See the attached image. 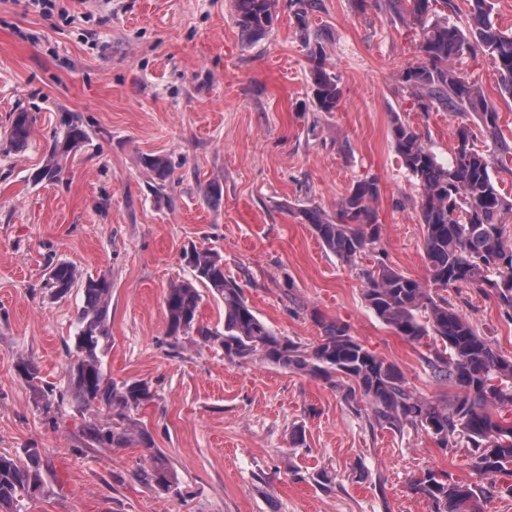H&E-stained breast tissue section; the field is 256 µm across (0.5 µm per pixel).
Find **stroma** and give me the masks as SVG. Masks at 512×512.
Instances as JSON below:
<instances>
[{
    "instance_id": "stroma-1",
    "label": "stroma",
    "mask_w": 512,
    "mask_h": 512,
    "mask_svg": "<svg viewBox=\"0 0 512 512\" xmlns=\"http://www.w3.org/2000/svg\"><path fill=\"white\" fill-rule=\"evenodd\" d=\"M310 25L340 81L333 112L314 106L290 0H278L257 42L241 39L234 0H0V453L38 449L43 476L20 512H431L411 488L429 470L495 485L483 512H512L511 476L477 478L464 449L370 424L343 383L231 363L219 346L167 334V288L191 277L183 251L208 247L279 335L312 344L319 320L344 323L416 394H455L424 365L426 344L404 341L366 307L359 267L323 248L302 211L334 217L353 182L376 176L381 236L360 267L383 262L426 280L421 189L400 165L391 121L401 116L445 161L457 125L475 119L415 107L401 74L421 56L385 0H319ZM462 69L498 106L512 143V99L500 96L492 59L480 53ZM18 112L34 120L21 149L9 141ZM71 116L86 140L62 180L34 182ZM155 154L172 162L167 180L143 163ZM213 181L216 203L205 196ZM60 263L111 277L104 370L151 382L157 397L137 420L178 492L136 478L151 449L92 444L75 403L46 407L47 390L67 389L84 304L79 289L57 299L45 288ZM448 300L512 356V322L494 298L463 287ZM22 361L38 366L42 391L19 375ZM299 427L305 441L294 447Z\"/></svg>"
}]
</instances>
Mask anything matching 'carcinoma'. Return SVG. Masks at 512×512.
Wrapping results in <instances>:
<instances>
[{"label":"carcinoma","mask_w":512,"mask_h":512,"mask_svg":"<svg viewBox=\"0 0 512 512\" xmlns=\"http://www.w3.org/2000/svg\"><path fill=\"white\" fill-rule=\"evenodd\" d=\"M394 17L414 25L422 64L403 70V83L413 91L422 112L444 109L475 116L480 130L497 144L489 153L476 144L477 136L464 123L454 131L451 159L443 163L410 125L395 117L392 136L401 166L421 187L420 223L425 226L423 252L428 283L380 264L360 270L367 307L394 333L410 343L433 337L424 357L432 377L458 389L449 401L423 398L409 389L402 372L391 362L350 335L337 321L317 323L322 332L316 344L305 347L279 336L248 304L236 280L224 274L222 256L209 248L191 249L192 279L172 284L165 297L168 336L179 340L197 336L199 342L219 345L230 362L259 359L312 377H346L344 398L369 405L373 421L386 429L410 426L430 436L441 448L468 449L469 467L479 476H512V419L502 411L512 408V357L500 354L490 338L482 336L453 304L448 290L467 286L491 294L506 320L512 321V198L501 192L495 172L512 163V146L500 129V113L476 82L462 75L460 65L477 52L491 57L500 75L499 93L512 98V31L492 18V0H468L467 24L448 20L456 13L454 0H386ZM236 25L246 41H258L274 23L275 0H234ZM294 29L310 48L309 78L319 112L336 111L341 89L327 71L321 35L311 29L309 13L315 0H291ZM33 120L17 112L10 137L17 147L32 135ZM86 138L79 122H68L62 140L55 142L49 161L37 171L35 182L62 179V159ZM145 167L163 181L170 172L164 155H150ZM380 194L379 180L365 176L355 181L338 204L336 220L316 209L304 211L321 245L342 262L354 264L381 234L372 203ZM202 285L224 301V331L200 323ZM45 286L63 298L80 287L84 305L77 313L74 350L66 366L73 402L88 414L84 432L89 440L114 448H153L150 433L138 425L133 412L155 400L156 391L145 380L121 383L106 379L103 358L109 344V305L112 280L82 277L65 263L48 273ZM111 418L102 420V410ZM139 481L170 492L179 483L168 459L156 451ZM41 486L38 455L28 451V462L0 454V509L35 494ZM432 512H482L488 489L461 483L443 471L429 470L411 482Z\"/></svg>","instance_id":"carcinoma-1"}]
</instances>
